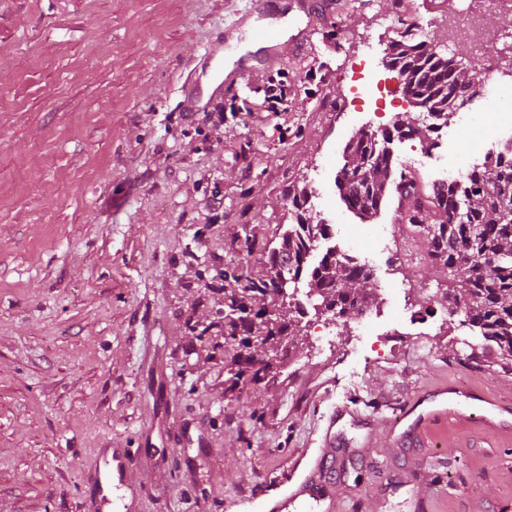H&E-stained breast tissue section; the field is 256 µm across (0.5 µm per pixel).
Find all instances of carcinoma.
<instances>
[{
    "mask_svg": "<svg viewBox=\"0 0 512 512\" xmlns=\"http://www.w3.org/2000/svg\"><path fill=\"white\" fill-rule=\"evenodd\" d=\"M387 65L399 69L418 104L440 116L457 110L460 86L473 85L454 57L426 54L405 40L390 45ZM406 135L424 141L429 129L400 118L377 142L363 131L349 138L337 181L340 198L359 219L371 220L395 191L399 223L419 235L431 264L453 280L448 302L464 315L462 323L495 343L499 357L512 360V161L488 164L462 185L435 186L396 167L388 144ZM316 232L323 233L322 225L301 214L295 230L285 231L278 246L268 250L264 276H254L243 263L224 271L223 280L234 289L224 302V355L231 357L232 386L264 382L271 362L262 345L301 331L298 308L290 305L285 315L273 318L267 308L255 306L259 299L283 300L281 284L307 278L309 293L346 322L373 304L371 272L352 269L330 253L314 266L303 263Z\"/></svg>",
    "mask_w": 512,
    "mask_h": 512,
    "instance_id": "obj_1",
    "label": "carcinoma"
}]
</instances>
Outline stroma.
I'll list each match as a JSON object with an SVG mask.
<instances>
[{
    "mask_svg": "<svg viewBox=\"0 0 512 512\" xmlns=\"http://www.w3.org/2000/svg\"><path fill=\"white\" fill-rule=\"evenodd\" d=\"M260 0H0V512H89L83 476L101 448L132 451L141 512H261L271 473L336 434L331 484L344 512H512V423L452 417L404 444L383 421L441 386L512 407V361L458 317L411 322L378 295L371 334L321 336L312 317L262 384L231 386L224 267L253 236L275 247L307 187L340 232L375 253L336 187L347 140L420 110L349 91L382 76L393 30L430 34L483 86L470 44L449 39L465 0H333L287 15L294 51L225 87L203 111L191 71ZM285 110L253 113L270 82ZM481 95L452 118L433 177L476 165ZM356 416L334 419L338 405ZM352 82L354 85L352 86V90L354 95V99H361L364 101V98H371L373 97L377 92L382 94L383 89L386 91L387 95H389L390 90H388L387 86L384 85L383 89L380 87V80H376L373 77V74L370 70L360 71L355 77V71L353 72Z\"/></svg>",
    "mask_w": 512,
    "mask_h": 512,
    "instance_id": "35a3bbf8",
    "label": "stroma"
}]
</instances>
